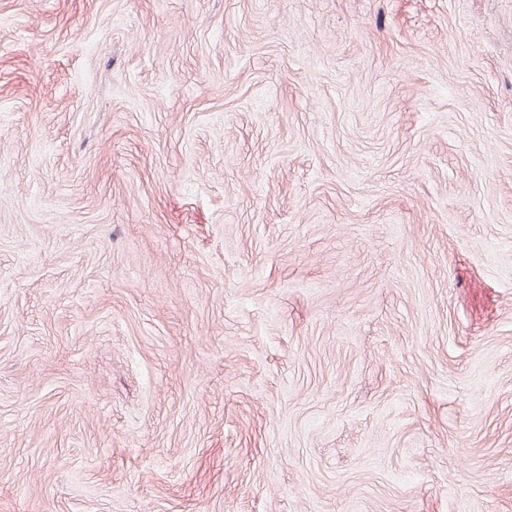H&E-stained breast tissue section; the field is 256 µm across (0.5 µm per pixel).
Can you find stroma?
I'll use <instances>...</instances> for the list:
<instances>
[{
  "label": "stroma",
  "instance_id": "35a3bbf8",
  "mask_svg": "<svg viewBox=\"0 0 512 512\" xmlns=\"http://www.w3.org/2000/svg\"><path fill=\"white\" fill-rule=\"evenodd\" d=\"M0 512H512V0H0Z\"/></svg>",
  "mask_w": 512,
  "mask_h": 512
}]
</instances>
